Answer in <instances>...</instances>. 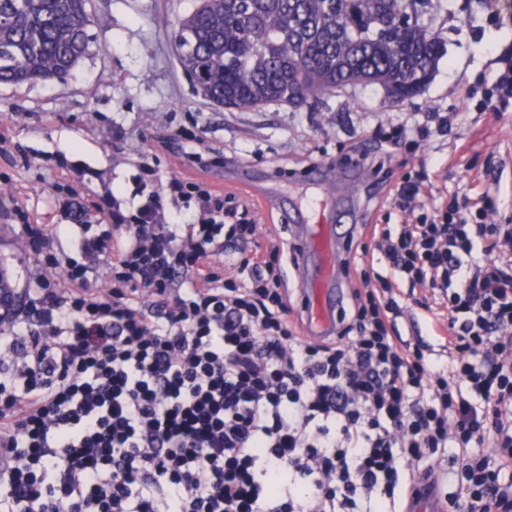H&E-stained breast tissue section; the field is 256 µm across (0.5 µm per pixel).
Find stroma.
I'll use <instances>...</instances> for the list:
<instances>
[{
	"mask_svg": "<svg viewBox=\"0 0 512 512\" xmlns=\"http://www.w3.org/2000/svg\"><path fill=\"white\" fill-rule=\"evenodd\" d=\"M195 3L91 0L89 48L71 77L0 85V129L24 147L0 154V262L19 296L32 286L36 259L10 213L14 201L38 217L52 213L55 249L75 253L66 217L54 212L58 162L79 177V202L88 207L111 194L130 196L144 159L162 178L188 174L180 145L192 135L204 138L212 157L230 158L209 175L225 192H235L238 177L286 169L275 182L280 205L254 206L263 249L290 243L281 214L301 205L313 221L339 215L348 224L400 223L390 189L409 171H426L436 186L461 194L484 171H501L496 209L512 215V103L496 117L462 98L465 83L492 82L497 59L512 54V0H432L424 21L444 54L429 82L404 102L379 85L357 83L308 105L271 103L249 112L203 99L177 62L174 31ZM432 112L451 117L447 134L415 149L381 146L390 126L422 123ZM358 150L369 160L359 175L347 176L344 159ZM313 164L330 168L326 184L300 182L299 173Z\"/></svg>",
	"mask_w": 512,
	"mask_h": 512,
	"instance_id": "1",
	"label": "stroma"
}]
</instances>
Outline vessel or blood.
<instances>
[{"label":"vessel or blood","mask_w":512,"mask_h":512,"mask_svg":"<svg viewBox=\"0 0 512 512\" xmlns=\"http://www.w3.org/2000/svg\"><path fill=\"white\" fill-rule=\"evenodd\" d=\"M294 254L296 267H303L310 258H317L313 274L304 275L301 281L302 303L311 335H325L336 328V302L341 282L346 233L334 225L299 224ZM410 512H446V504L437 487L428 480L418 485V492L411 498Z\"/></svg>","instance_id":"1"}]
</instances>
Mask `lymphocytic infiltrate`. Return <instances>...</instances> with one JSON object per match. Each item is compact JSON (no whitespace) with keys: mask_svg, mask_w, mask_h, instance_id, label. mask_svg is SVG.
Wrapping results in <instances>:
<instances>
[{"mask_svg":"<svg viewBox=\"0 0 512 512\" xmlns=\"http://www.w3.org/2000/svg\"><path fill=\"white\" fill-rule=\"evenodd\" d=\"M464 96L501 111L512 60ZM185 156L196 175L143 163L129 200L71 212L73 257L14 204L39 270L0 369V512H403L446 454L453 512H512V222L489 192L403 174L402 223L373 225L351 308L313 340L283 250H254L251 206ZM403 281L445 310L447 361L401 340Z\"/></svg>","mask_w":512,"mask_h":512,"instance_id":"f902f5d3","label":"lymphocytic infiltrate"}]
</instances>
